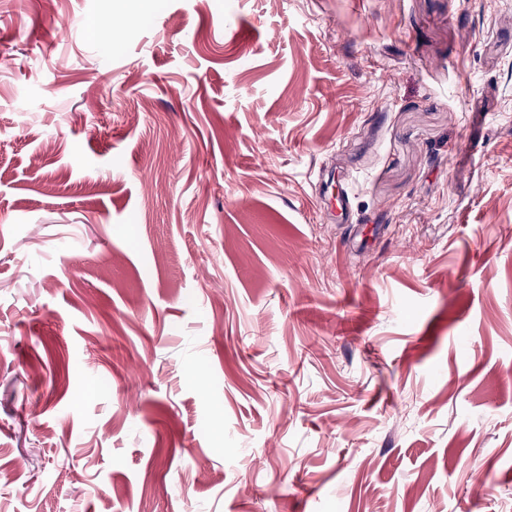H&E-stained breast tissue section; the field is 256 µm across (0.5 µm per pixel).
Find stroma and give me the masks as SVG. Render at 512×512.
I'll list each match as a JSON object with an SVG mask.
<instances>
[{
  "label": "stroma",
  "instance_id": "1",
  "mask_svg": "<svg viewBox=\"0 0 512 512\" xmlns=\"http://www.w3.org/2000/svg\"><path fill=\"white\" fill-rule=\"evenodd\" d=\"M0 468V512H512V0H0ZM155 0H113L112 12L132 16H145L155 7Z\"/></svg>",
  "mask_w": 512,
  "mask_h": 512
}]
</instances>
